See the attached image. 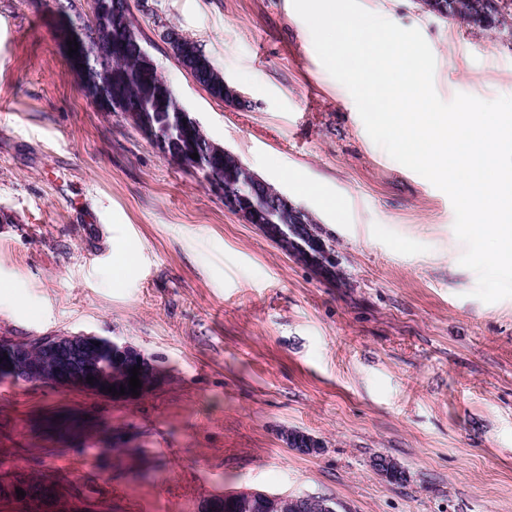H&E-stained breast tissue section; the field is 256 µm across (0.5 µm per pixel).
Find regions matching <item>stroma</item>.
Wrapping results in <instances>:
<instances>
[{
    "label": "stroma",
    "instance_id": "obj_1",
    "mask_svg": "<svg viewBox=\"0 0 512 512\" xmlns=\"http://www.w3.org/2000/svg\"><path fill=\"white\" fill-rule=\"evenodd\" d=\"M360 2L421 31L443 101L512 96L511 34L418 0ZM130 5L180 106L313 220L337 275L83 96L53 12L85 26L92 0H0V336L108 337L161 371L132 399L0 379V512H208L247 490L338 512H512V298L472 297L449 197L372 141L292 0ZM169 27L245 105L194 81ZM291 430L320 451L289 448Z\"/></svg>",
    "mask_w": 512,
    "mask_h": 512
}]
</instances>
